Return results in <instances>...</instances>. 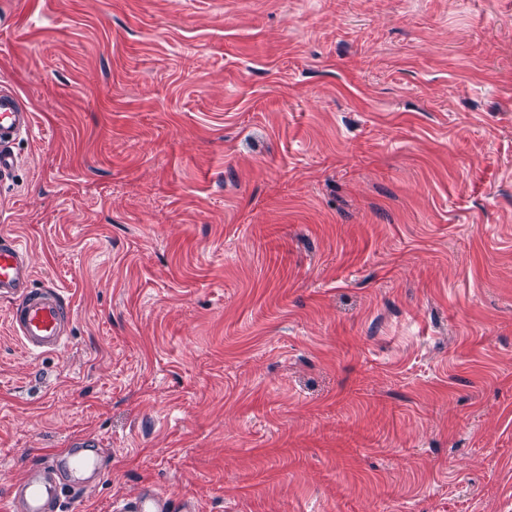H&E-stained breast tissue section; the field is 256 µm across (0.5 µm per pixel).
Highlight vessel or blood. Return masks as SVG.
I'll return each instance as SVG.
<instances>
[{"label": "vessel or blood", "instance_id": "vessel-or-blood-1", "mask_svg": "<svg viewBox=\"0 0 512 512\" xmlns=\"http://www.w3.org/2000/svg\"><path fill=\"white\" fill-rule=\"evenodd\" d=\"M34 117L10 89L0 88V176L15 166L9 146L31 134ZM26 247L0 233V298L11 302L9 324L32 356L56 352L68 344L72 309L62 289L32 288ZM107 455L95 437L73 439L55 450L47 463L26 469L10 490L9 512H61L66 494H79L106 467Z\"/></svg>", "mask_w": 512, "mask_h": 512}]
</instances>
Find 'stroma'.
Returning <instances> with one entry per match:
<instances>
[{"label":"stroma","mask_w":512,"mask_h":512,"mask_svg":"<svg viewBox=\"0 0 512 512\" xmlns=\"http://www.w3.org/2000/svg\"><path fill=\"white\" fill-rule=\"evenodd\" d=\"M0 184L65 349L0 300V502L512 512V0H0ZM34 117L10 89L0 88V176L14 169L15 156L6 148L18 138L29 136ZM107 455L95 437L73 439L47 463L27 468L10 490V512H60L63 496L79 494L105 471ZM89 474L86 478L78 476Z\"/></svg>","instance_id":"obj_1"}]
</instances>
